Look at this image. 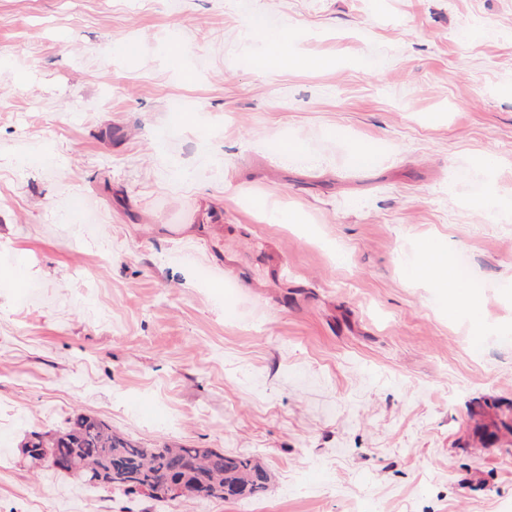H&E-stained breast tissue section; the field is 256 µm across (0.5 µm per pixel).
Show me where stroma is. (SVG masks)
<instances>
[{
	"label": "stroma",
	"instance_id": "stroma-1",
	"mask_svg": "<svg viewBox=\"0 0 512 512\" xmlns=\"http://www.w3.org/2000/svg\"><path fill=\"white\" fill-rule=\"evenodd\" d=\"M511 86L512 0H0V512H245L32 467L76 413L270 512H512ZM253 33L264 41L263 51L257 58V65L263 69H277L295 60L288 56V38H266L265 27L258 22L254 25Z\"/></svg>",
	"mask_w": 512,
	"mask_h": 512
}]
</instances>
